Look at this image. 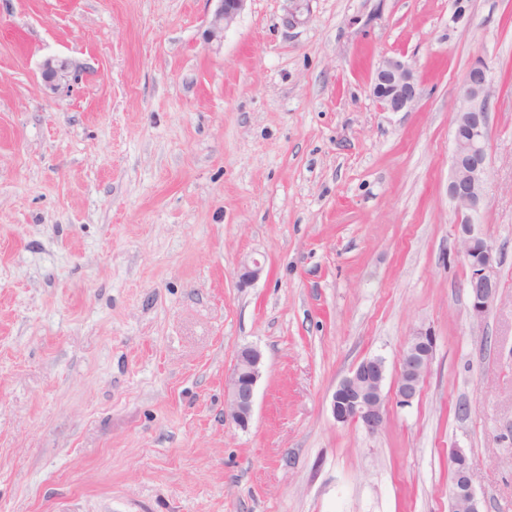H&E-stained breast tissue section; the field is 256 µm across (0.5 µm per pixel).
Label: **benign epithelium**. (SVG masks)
I'll return each mask as SVG.
<instances>
[{
	"mask_svg": "<svg viewBox=\"0 0 512 512\" xmlns=\"http://www.w3.org/2000/svg\"><path fill=\"white\" fill-rule=\"evenodd\" d=\"M206 31V43L221 46L224 33L232 27L247 0H217ZM44 87L54 94L67 92L75 73L67 60L50 56L41 64ZM492 69L482 58L467 67L460 85V106L454 117L453 148L450 156L451 176L448 180V200L456 214V253L468 268L465 285L471 320L479 322L497 299L499 281L495 267L498 262L493 242L475 221L487 205L484 185L489 170V102L493 96ZM372 94L384 112H406L418 97V83L411 66L390 57L376 68ZM263 267L254 259L239 267V282L250 285L259 279ZM436 347L435 337L428 331L410 336L401 353L399 371L392 394L384 392L386 367L379 357L367 358L353 368L336 387L332 395V414L340 423H358L375 433L384 427L390 400L410 406L420 395ZM263 355L254 346L241 348L224 384V421L241 430L249 428L255 408L256 388L262 376ZM458 479L451 496L460 512H480L471 465L462 448L450 454Z\"/></svg>",
	"mask_w": 512,
	"mask_h": 512,
	"instance_id": "1",
	"label": "benign epithelium"
}]
</instances>
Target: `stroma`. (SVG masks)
<instances>
[{
	"mask_svg": "<svg viewBox=\"0 0 512 512\" xmlns=\"http://www.w3.org/2000/svg\"><path fill=\"white\" fill-rule=\"evenodd\" d=\"M0 0V512H512V0ZM69 92L44 91V57ZM413 68L380 111L379 63ZM488 61L499 295L468 316L448 200L461 77ZM247 258L264 266L239 284ZM431 331L420 395L367 433L339 382ZM259 347L252 423L224 378ZM468 412L460 416L458 405ZM219 2L206 31V43L220 47L224 42V33L232 27L248 0H215ZM41 77L44 87L53 94L68 92L75 73L66 59L50 56L41 64ZM372 94L384 112H407L418 97V83L411 66L390 57L376 68ZM462 448H454L450 454V463L453 471H458V479L452 489L451 496L456 502L460 512H480L479 501L475 492L471 465L468 464V455ZM450 471V485H453L454 472Z\"/></svg>",
	"mask_w": 512,
	"mask_h": 512,
	"instance_id": "obj_1",
	"label": "stroma"
}]
</instances>
